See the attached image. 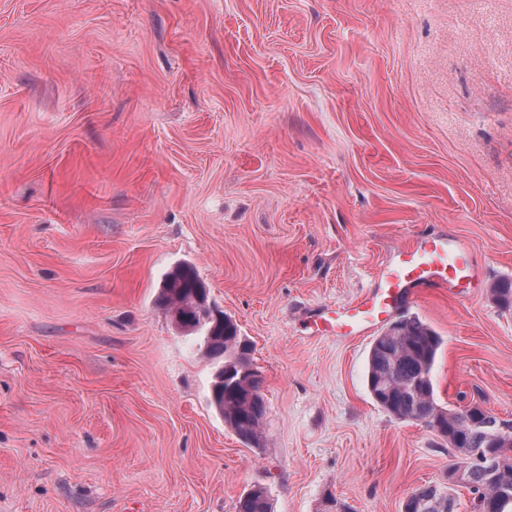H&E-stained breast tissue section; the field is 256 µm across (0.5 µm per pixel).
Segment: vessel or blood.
Returning <instances> with one entry per match:
<instances>
[{
    "label": "vessel or blood",
    "instance_id": "b4317fda",
    "mask_svg": "<svg viewBox=\"0 0 512 512\" xmlns=\"http://www.w3.org/2000/svg\"><path fill=\"white\" fill-rule=\"evenodd\" d=\"M483 280L468 242L449 235L422 237L393 252L363 299L323 309L313 328L320 333L354 339L383 322L419 290L444 288L459 296L480 287Z\"/></svg>",
    "mask_w": 512,
    "mask_h": 512
}]
</instances>
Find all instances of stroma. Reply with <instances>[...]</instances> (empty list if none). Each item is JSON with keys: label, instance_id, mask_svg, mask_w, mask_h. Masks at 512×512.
Wrapping results in <instances>:
<instances>
[{"label": "stroma", "instance_id": "35a3bbf8", "mask_svg": "<svg viewBox=\"0 0 512 512\" xmlns=\"http://www.w3.org/2000/svg\"><path fill=\"white\" fill-rule=\"evenodd\" d=\"M484 285L397 318L441 404L512 419V0H0V512H402L446 439L370 398L372 336H311L414 236ZM193 263L254 346L244 444L157 308ZM452 489V488H449ZM470 512L466 488L452 489ZM236 512H273L267 488L253 485L238 498Z\"/></svg>", "mask_w": 512, "mask_h": 512}]
</instances>
